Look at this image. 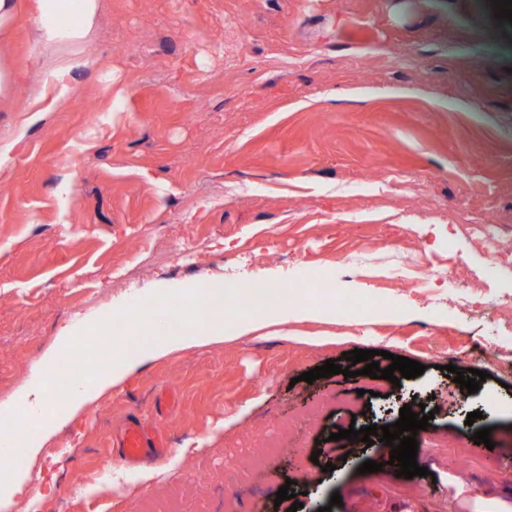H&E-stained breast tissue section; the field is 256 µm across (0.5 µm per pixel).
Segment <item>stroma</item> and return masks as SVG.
Returning <instances> with one entry per match:
<instances>
[{
	"label": "stroma",
	"mask_w": 512,
	"mask_h": 512,
	"mask_svg": "<svg viewBox=\"0 0 512 512\" xmlns=\"http://www.w3.org/2000/svg\"><path fill=\"white\" fill-rule=\"evenodd\" d=\"M34 16L0 41L15 75L0 107V416L76 320L154 288L302 285L321 270L335 288L309 296L318 316L185 344L77 405L25 449L26 492L0 512H34L37 493L35 512L512 503V24L491 0H99L89 37L51 51ZM53 69L58 100L39 87ZM352 294L371 303L340 319ZM354 349L425 371L302 380ZM451 364L491 376L464 396ZM414 400L434 414L428 476L359 473L389 447L332 433L395 423ZM133 416L168 441L148 485L103 464ZM486 427L492 456L459 462L456 442ZM267 444L263 468L225 480L234 455ZM289 478L294 501H277Z\"/></svg>",
	"instance_id": "35a3bbf8"
}]
</instances>
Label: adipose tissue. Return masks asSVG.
Returning a JSON list of instances; mask_svg holds the SVG:
<instances>
[{
    "instance_id": "obj_1",
    "label": "adipose tissue",
    "mask_w": 512,
    "mask_h": 512,
    "mask_svg": "<svg viewBox=\"0 0 512 512\" xmlns=\"http://www.w3.org/2000/svg\"><path fill=\"white\" fill-rule=\"evenodd\" d=\"M97 5V0H38L37 47L82 43L94 26Z\"/></svg>"
}]
</instances>
